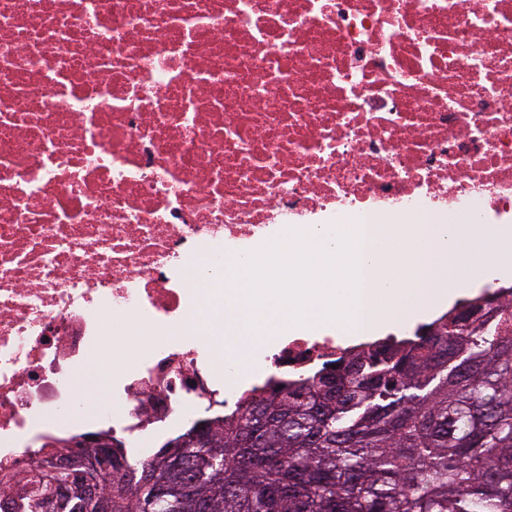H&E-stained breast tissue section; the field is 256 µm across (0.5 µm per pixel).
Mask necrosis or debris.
<instances>
[{
  "instance_id": "obj_1",
  "label": "necrosis or debris",
  "mask_w": 512,
  "mask_h": 512,
  "mask_svg": "<svg viewBox=\"0 0 512 512\" xmlns=\"http://www.w3.org/2000/svg\"><path fill=\"white\" fill-rule=\"evenodd\" d=\"M456 208L512 222V0H0V504L50 449L140 465L341 356L240 362L193 268ZM115 323L152 336L105 422L76 381Z\"/></svg>"
}]
</instances>
